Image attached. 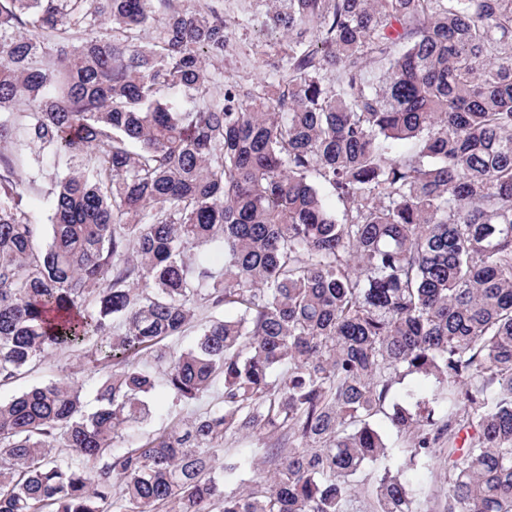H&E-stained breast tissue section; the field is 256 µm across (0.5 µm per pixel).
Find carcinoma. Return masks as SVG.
Masks as SVG:
<instances>
[{
  "instance_id": "carcinoma-1",
  "label": "carcinoma",
  "mask_w": 512,
  "mask_h": 512,
  "mask_svg": "<svg viewBox=\"0 0 512 512\" xmlns=\"http://www.w3.org/2000/svg\"><path fill=\"white\" fill-rule=\"evenodd\" d=\"M287 2L272 81L217 91L208 0H0V385L90 338L102 366L92 414L72 378L0 400V512H353L368 468L416 512L417 466L440 512H512V0ZM48 179L37 178L36 182H27L21 187L24 203L34 216L44 222L47 212ZM222 384L216 383L213 390L202 399L185 407L172 406V398L163 391H158L150 399L151 418L143 425L141 432L147 433L159 428L170 426L179 418H185L197 413L209 411L219 406L221 401ZM406 479L415 490L417 512H431V494L438 481L436 473L414 467L406 472Z\"/></svg>"
}]
</instances>
